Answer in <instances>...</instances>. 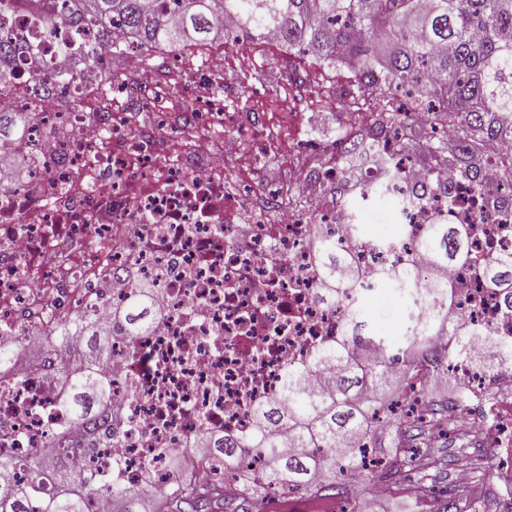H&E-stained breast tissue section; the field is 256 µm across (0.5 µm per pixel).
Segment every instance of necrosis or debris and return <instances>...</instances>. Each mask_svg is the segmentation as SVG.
Returning <instances> with one entry per match:
<instances>
[{"label": "necrosis or debris", "mask_w": 512, "mask_h": 512, "mask_svg": "<svg viewBox=\"0 0 512 512\" xmlns=\"http://www.w3.org/2000/svg\"><path fill=\"white\" fill-rule=\"evenodd\" d=\"M40 40L54 74L25 63L0 88V110L21 109L28 119L25 140L0 147V165L18 154L30 160L26 184L0 191V341L20 347L7 376L13 388L0 397L1 452L30 456L51 428L67 424L49 400L62 356L77 355L84 338L68 336L61 352L47 351L45 338L91 311L112 322L113 407L112 436L90 466L159 490L177 478L168 464L177 448L192 480L238 490L241 472L258 470L259 459L245 456L239 470L216 472L203 434L248 435L254 407L280 400L289 367L336 344L356 299L357 289L330 303L318 297L310 243L319 224L332 225L337 247L365 269L357 288L380 287L382 268L400 258L430 280L420 248L428 225L443 214L471 225L468 263L441 278L464 323L512 338V316L480 277L489 261L512 254V209L497 203L512 194L511 182L495 177L487 192L461 184L452 200L436 195L400 212L406 232L387 249L348 223L323 189L337 151L294 175V187L310 194L303 213L286 205L283 187L226 177L225 149L241 141L222 128L254 125L259 116L225 111L216 97L220 51L206 50L194 75L179 59L145 68L117 27L106 39L61 25ZM67 42L89 46L94 63L60 56ZM118 46L120 79L108 66ZM425 153L423 143L403 150L389 135L370 146L363 167L382 179L399 163L397 191L406 196L425 180ZM142 281L154 282L162 311L130 336L111 316ZM463 381L467 400L454 426L484 425L500 472L490 504L467 512H512V369L472 371Z\"/></svg>", "instance_id": "necrosis-or-debris-1"}]
</instances>
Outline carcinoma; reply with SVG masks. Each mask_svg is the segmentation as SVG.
I'll list each match as a JSON object with an SVG mask.
<instances>
[{"label":"carcinoma","instance_id":"cac0c4a2","mask_svg":"<svg viewBox=\"0 0 512 512\" xmlns=\"http://www.w3.org/2000/svg\"><path fill=\"white\" fill-rule=\"evenodd\" d=\"M18 0H0V85L14 77L20 58L36 57L39 45L13 33L11 12ZM181 21L169 24L155 11L154 0H44L31 14V25L46 31L59 18L75 27L94 26L102 35L111 33V21L122 17L129 34L150 51L166 44L206 49L225 34L215 26L217 17L237 22L235 35L245 38L277 37L288 48L312 54L310 66L288 71V83L308 100L313 84L321 80L323 93L333 90L330 77L345 69L352 74L342 94L354 102L376 100L380 109L372 122L354 131L342 130L341 160L345 176L339 183L343 193L366 199L358 185V160L369 137L382 129L400 131L409 140L425 138L429 151L441 164L428 174V192L453 197L455 183L470 182L480 189L491 180L489 157L495 144L512 139V0H179ZM390 50L380 56L378 47ZM445 112L453 119L452 133L458 151L448 153V144L428 135L422 125L407 124L413 107ZM21 112H0V142L19 141L27 134ZM470 229L466 224L428 225L423 240L433 265H463L468 260ZM319 256L317 288L331 299L366 271L336 252L334 241L315 234ZM391 290L418 303L415 286L419 271L409 263L391 265L382 272ZM485 284L495 289L505 313L512 314V258L498 259L482 272ZM155 289L138 284L125 307L128 335L147 329V309L154 306ZM430 311L426 321L416 324L408 317L396 340L377 335L365 311L354 308L343 325L336 346L321 350L312 366H336V378L325 391L313 392L305 384L307 371L288 370L285 403L276 401L253 410L254 431L243 442L215 441L223 466L234 469L246 450L262 463L255 478L243 480L252 491L265 485L283 490H305L327 494L342 487L334 474L357 472L360 455L345 447L358 432L369 433L367 413L358 394L389 392L395 380L392 363L405 362L404 373L413 380L429 367L448 359L455 364L476 365L492 372L512 367V340H504L482 326L466 327L455 315L451 288L434 281L424 296ZM81 332L87 337V352L79 364L60 366L54 394L57 410L71 415L77 425L107 417L112 412V373L109 368L112 325L85 318L48 336L54 351L66 337ZM448 337L446 354L435 351L433 337ZM388 344L396 350L384 359L372 351ZM102 437L93 432L66 433L56 428L46 447L49 453L34 457L0 455V512H88L90 490L112 497V512H203L209 505L224 503V485L176 483L158 494H147L111 477L100 476L68 463L70 450L92 455ZM298 448L292 455L282 452ZM419 452L398 442L384 466L386 470L413 465ZM22 471L26 480L17 479Z\"/></svg>","mask_w":512,"mask_h":512}]
</instances>
